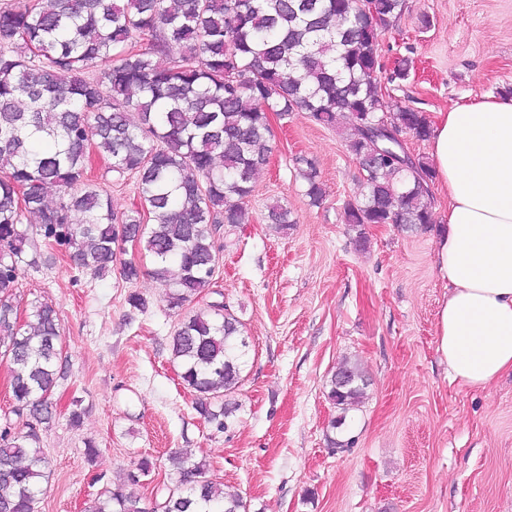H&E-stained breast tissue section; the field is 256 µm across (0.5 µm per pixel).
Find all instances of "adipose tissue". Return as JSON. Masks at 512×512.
<instances>
[{
	"instance_id": "adipose-tissue-1",
	"label": "adipose tissue",
	"mask_w": 512,
	"mask_h": 512,
	"mask_svg": "<svg viewBox=\"0 0 512 512\" xmlns=\"http://www.w3.org/2000/svg\"><path fill=\"white\" fill-rule=\"evenodd\" d=\"M431 156L448 200L435 247L448 283L440 350L453 380L484 389L512 372V97L438 113Z\"/></svg>"
}]
</instances>
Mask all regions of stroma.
Returning <instances> with one entry per match:
<instances>
[{"instance_id": "stroma-1", "label": "stroma", "mask_w": 512, "mask_h": 512, "mask_svg": "<svg viewBox=\"0 0 512 512\" xmlns=\"http://www.w3.org/2000/svg\"><path fill=\"white\" fill-rule=\"evenodd\" d=\"M379 43L385 71L411 61L408 78L389 85L388 105L409 99L432 119L512 85V0H406ZM271 129L249 221L221 236L214 285L190 304L222 296L249 338L227 430L204 422L170 360L177 316L148 258L128 249L144 269L131 284L117 265L101 278L78 273L62 252L24 268L21 310L52 303L67 353L56 415L39 427V512H82L143 457L156 468L137 492L151 503L156 486L177 479L166 459L174 448L205 459L209 479L241 494L249 512H512V373L485 390L450 380L437 336L448 288L435 225L349 226L344 206L361 196L363 175L343 134L303 112L273 117ZM303 156L325 190L315 206L298 173ZM274 200L292 212L287 229L265 221ZM132 291L146 310L128 305ZM345 359L361 364L368 387L339 450L327 439L337 415L327 392ZM75 399L86 410L77 428L68 421Z\"/></svg>"}]
</instances>
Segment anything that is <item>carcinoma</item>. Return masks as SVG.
I'll use <instances>...</instances> for the list:
<instances>
[{"mask_svg":"<svg viewBox=\"0 0 512 512\" xmlns=\"http://www.w3.org/2000/svg\"><path fill=\"white\" fill-rule=\"evenodd\" d=\"M13 0L0 7V361L9 374L10 419L0 425V512H39L45 461L36 425L51 420L62 378L61 326L53 305L18 322L22 268L41 262L24 221L36 218L45 245L69 252L81 272L112 271L131 242L152 258L147 274L171 310L210 287L221 230L247 223L256 174L272 153L268 114L305 112L345 130L364 173L362 200L345 205L356 227L435 224L427 158L403 162L380 137L432 135L425 113L389 108L380 92L379 32L401 17L405 0ZM386 156L374 164L375 147ZM116 180H136L139 208L118 215L91 179L92 151ZM306 195L324 196L316 162L299 160ZM283 230L288 206L267 205ZM249 342L244 324L215 302L179 320L169 340L195 410L216 430L237 404ZM367 378L344 362L328 399L346 423L363 402ZM167 460L178 474L159 500L141 506L131 490L151 475L139 459L123 486L104 489L84 512H247L238 493L207 477V464L183 449Z\"/></svg>","mask_w":512,"mask_h":512,"instance_id":"carcinoma-1","label":"carcinoma"}]
</instances>
